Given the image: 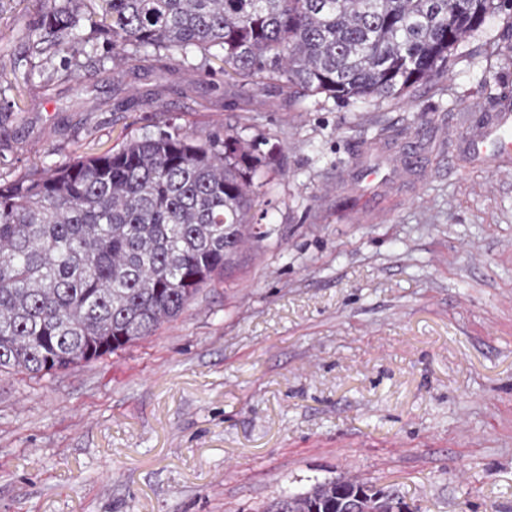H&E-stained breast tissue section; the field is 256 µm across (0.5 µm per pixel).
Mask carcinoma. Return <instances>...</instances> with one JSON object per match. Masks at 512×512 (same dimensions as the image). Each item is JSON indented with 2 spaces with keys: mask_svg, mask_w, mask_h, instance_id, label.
<instances>
[{
  "mask_svg": "<svg viewBox=\"0 0 512 512\" xmlns=\"http://www.w3.org/2000/svg\"><path fill=\"white\" fill-rule=\"evenodd\" d=\"M512 0H41L28 52L96 35L118 64L224 62L341 102L398 98ZM257 145L159 131L0 182V370L97 361L174 320L267 235L249 218ZM410 512L397 487L315 481L265 512Z\"/></svg>",
  "mask_w": 512,
  "mask_h": 512,
  "instance_id": "carcinoma-1",
  "label": "carcinoma"
}]
</instances>
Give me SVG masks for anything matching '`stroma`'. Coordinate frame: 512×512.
Returning a JSON list of instances; mask_svg holds the SVG:
<instances>
[{
	"label": "stroma",
	"mask_w": 512,
	"mask_h": 512,
	"mask_svg": "<svg viewBox=\"0 0 512 512\" xmlns=\"http://www.w3.org/2000/svg\"><path fill=\"white\" fill-rule=\"evenodd\" d=\"M39 9L0 0V177L230 128L258 144L270 234L152 336L0 371V512H263L338 476L512 512V160L468 141L512 109V17L404 96L342 104L216 59L114 71L102 39L78 80L62 53L33 74Z\"/></svg>",
	"instance_id": "stroma-1"
}]
</instances>
